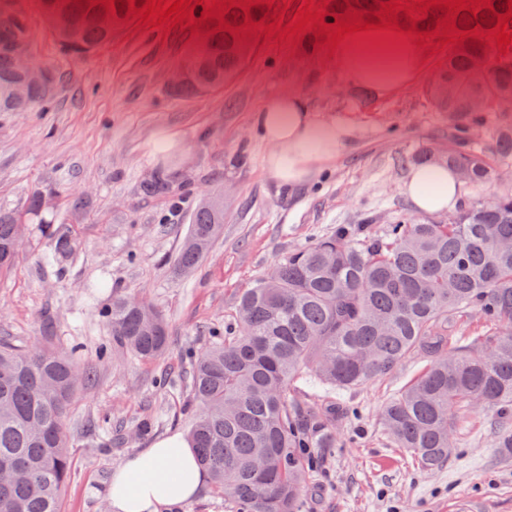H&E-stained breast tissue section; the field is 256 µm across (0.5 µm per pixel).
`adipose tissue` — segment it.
<instances>
[{
  "instance_id": "obj_1",
  "label": "adipose tissue",
  "mask_w": 512,
  "mask_h": 512,
  "mask_svg": "<svg viewBox=\"0 0 512 512\" xmlns=\"http://www.w3.org/2000/svg\"><path fill=\"white\" fill-rule=\"evenodd\" d=\"M336 68L353 89L384 93L410 84L420 67L415 38L384 32L350 34L336 46ZM253 123L269 150L265 169L279 183L294 186L312 179L351 140L343 119H322L297 93L269 99ZM462 186L443 164L413 166L404 192L416 211L434 214L453 208ZM204 480L188 438L173 435L126 458L112 472L107 489L111 512H178Z\"/></svg>"
}]
</instances>
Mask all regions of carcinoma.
Listing matches in <instances>:
<instances>
[{"instance_id": "cac0c4a2", "label": "carcinoma", "mask_w": 512, "mask_h": 512, "mask_svg": "<svg viewBox=\"0 0 512 512\" xmlns=\"http://www.w3.org/2000/svg\"><path fill=\"white\" fill-rule=\"evenodd\" d=\"M268 0L225 7L207 18L210 42L194 48L197 69L178 95L217 90L249 57L268 18ZM445 0L408 20L404 6L390 0H332L323 18L364 17L375 22L390 3L396 24L416 35L438 32L447 14ZM449 19L454 40L441 73L425 93L448 118V143L424 145L411 154L416 164L443 163L462 186L491 188L499 173L512 169V113L496 109L512 93V55L495 59L489 79L471 76L472 60L487 47L497 15L512 0H481ZM115 9L90 0H42L60 46L71 55L92 52L112 32L133 21L127 0ZM250 17H245V11ZM477 29V36L460 37ZM32 33L18 0H0V114L51 104L63 75L44 69L32 93L12 94L26 80L10 48ZM24 215L0 211V275L14 264L15 241ZM224 223L223 206L201 198L177 256L187 270L198 264ZM54 258L71 260L78 244L63 224L46 225ZM469 312L485 324L481 335H456L457 321ZM112 326V348L145 361L160 357L169 344L164 317L143 301L121 295L100 311ZM418 356L423 372L390 399L380 425L396 448L424 471L454 456L456 430L477 408L494 412L495 447L512 452V190L490 201L467 198L438 223L399 220L377 237L357 239L346 228L294 249L275 272L243 292L237 323L222 336L190 350L180 382L200 407L189 433L198 462L212 488L235 512H299L302 488L310 478L305 448L339 445V426L352 417L341 393L389 374ZM88 379L67 358L44 348L19 349L0 338V512H60L72 458L65 427L77 387ZM314 389L311 394L303 388Z\"/></svg>"}]
</instances>
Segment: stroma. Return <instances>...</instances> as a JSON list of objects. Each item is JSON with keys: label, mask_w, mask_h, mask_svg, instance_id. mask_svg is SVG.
<instances>
[{"label": "stroma", "mask_w": 512, "mask_h": 512, "mask_svg": "<svg viewBox=\"0 0 512 512\" xmlns=\"http://www.w3.org/2000/svg\"><path fill=\"white\" fill-rule=\"evenodd\" d=\"M306 0H290L267 22L280 35L258 34L250 57L223 89L176 95L169 73L197 34L202 8L177 28L134 20L84 56L65 54L50 33L39 0H20L34 51L64 79L50 107L0 115V211L24 213L32 192L39 215L26 216L19 257L0 276V337L26 348H82L79 366L93 376L75 392L66 426L73 467L60 512H110L112 469L157 440L186 434L197 407L184 390L160 384L212 330L234 323L237 299L290 250L345 226L381 234L404 217L423 221L403 191L404 157L448 134L424 88L448 49L437 35L418 41L421 67L408 87L388 95L348 88L336 70L333 43L314 30L294 32ZM305 96L316 116L348 120L350 143L307 184L278 185L264 170L268 150L252 125L275 95ZM175 134L184 152L170 193L147 196L142 184L159 169L152 144ZM224 200L222 233L194 268L175 266L190 212L200 195ZM66 225L79 254L55 273L45 224ZM149 302L168 322L169 344L156 360L117 350L99 317L113 293ZM405 361L393 373L345 396L355 416L341 447L314 449L300 512H451L468 502L482 512H512V457L494 446L488 410L470 412L457 430L459 447L443 468L424 471L383 434L381 407L424 368ZM108 416L122 443L95 447L85 424ZM153 423L137 432L139 422Z\"/></svg>", "instance_id": "1"}]
</instances>
